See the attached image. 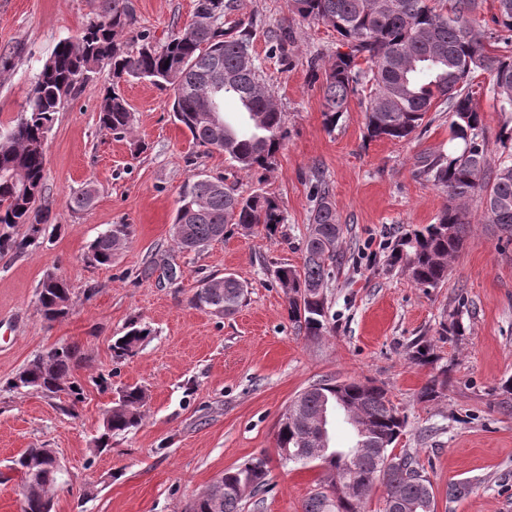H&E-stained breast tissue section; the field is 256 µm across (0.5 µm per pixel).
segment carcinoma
Segmentation results:
<instances>
[{"label": "carcinoma", "mask_w": 512, "mask_h": 512, "mask_svg": "<svg viewBox=\"0 0 512 512\" xmlns=\"http://www.w3.org/2000/svg\"><path fill=\"white\" fill-rule=\"evenodd\" d=\"M480 7L481 0H289V11L331 28L348 47V52L336 53L325 70V127H336L351 99L360 96L367 137L403 140L416 132L432 108L447 106L451 140L457 148L425 162L420 174L446 192L448 203L435 223L397 238L388 256L389 266L399 268L421 288H436L448 279V262L464 246L473 203L479 204L487 223L512 242V149L489 158L485 126L472 90L473 78L489 74L498 110L512 112V54L487 49L475 21ZM233 8L234 0H197L192 23L173 33L162 49L146 42L131 56L122 45L123 35L134 25L131 0H102L97 20L76 38L57 44L35 81L26 110L0 132V253L25 249L49 223L43 196L47 133L64 101L99 68H110L113 77L112 89L99 108L102 128L120 137L131 133L133 113L118 85L127 76L144 78L172 91L173 117L188 130L194 145L224 152L244 171L273 167L286 140L284 114L249 52V31L233 34L219 26L224 13ZM492 21L502 31L498 39L511 44L512 0H497ZM362 62L367 64L364 69ZM229 98L240 107L233 113V123L224 116ZM213 104L215 113L210 109ZM212 113L224 130L221 142L215 141L211 130ZM95 194L88 185L71 198L70 205L88 210ZM284 221L280 203L271 194L243 197L224 187L221 179L194 174L183 187L173 236L179 248L195 251L222 238L227 224L245 231L260 227L272 236ZM19 224L27 226L21 239L13 232ZM342 235L332 192L322 182L316 187L303 265L274 271L288 295L289 316L309 336L327 330L324 288L340 258ZM127 236L128 225H112L90 244V257L100 265L112 264L114 251ZM245 294L246 286L229 273L205 279L192 301L198 308H217L226 316L238 310ZM69 301L70 288L63 276L40 281L36 304L45 320L65 317ZM151 334L149 326L132 321L111 350L122 358ZM78 353L74 344L53 346L42 353L47 368L25 366L8 382V390L39 389L48 398L65 391L74 400L81 399L83 388L74 375ZM410 359L421 365L437 361L432 345L424 342L412 346ZM298 398L309 421L328 408L341 407L362 419L369 433L362 453L349 462L336 460V447L329 446V470L321 473L304 512H362L378 482L385 487V500L401 501L403 512H435L430 480L416 456L390 450L406 422L385 389L355 380H324ZM146 402L142 387L122 388L112 414L104 415L97 449L109 447L112 435L137 427ZM310 437L315 432L305 424L278 423L281 450L305 447ZM376 470L387 477L373 479ZM266 476L261 459L227 470L197 497L193 512H241L246 493L268 486ZM353 477L362 488L359 497L353 502L333 499L336 483ZM58 484V477L44 469L25 477L21 512H52L51 491Z\"/></svg>", "instance_id": "obj_1"}]
</instances>
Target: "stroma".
Here are the masks:
<instances>
[{
  "label": "stroma",
  "instance_id": "obj_1",
  "mask_svg": "<svg viewBox=\"0 0 512 512\" xmlns=\"http://www.w3.org/2000/svg\"><path fill=\"white\" fill-rule=\"evenodd\" d=\"M197 0H133L127 51L142 39L163 46L188 25ZM99 0H0V127L26 108L44 63L60 41L96 18ZM226 30L247 27L250 52L284 113L285 147L272 169L246 173L223 153L194 146L172 116L169 91L136 78L117 86L134 115L123 138L100 127L99 106L114 87L108 69L94 73L54 116L47 134L45 234L20 253H0V512H20L22 483L10 470L25 449H53L71 473L54 490L53 512H191L197 495L225 470L264 458L269 484L247 496L242 512H303L320 472L282 461L277 423L289 404L325 379L372 381L406 418L395 453H416L432 484L436 512H512V412L501 385L512 378V243L500 242L481 208L452 260L447 281L421 288L387 264L396 238L434 223L446 195L418 173L424 157L452 146L449 115L428 112L409 139L369 140L365 112L352 99L335 129L323 124V81L310 64L327 67L341 44L324 25L299 21L288 0H235ZM292 38L281 46L277 35ZM478 108L490 157L506 120L481 74ZM223 178L236 193L264 190L286 221L275 236L230 224L222 239L198 251L173 240L183 184L196 173ZM326 181L344 228L340 260L327 290L329 324L306 336L288 314L274 279L283 264L299 267L314 206ZM93 184L90 210L72 196ZM126 224L130 234L111 264L90 261L103 231ZM71 288L70 311L43 320L36 288L46 272ZM234 274L248 289L243 304L222 317L193 306L210 275ZM465 332L444 336L449 312ZM152 334L118 359L110 346L130 321ZM431 343L433 365L409 358L416 340ZM76 344L83 399L17 394L6 383L35 354ZM448 384L421 399L441 367ZM107 386H100L99 377ZM142 386L149 402L138 427L113 436L105 451L93 440L117 388ZM468 486L452 499L448 487Z\"/></svg>",
  "mask_w": 512,
  "mask_h": 512
}]
</instances>
